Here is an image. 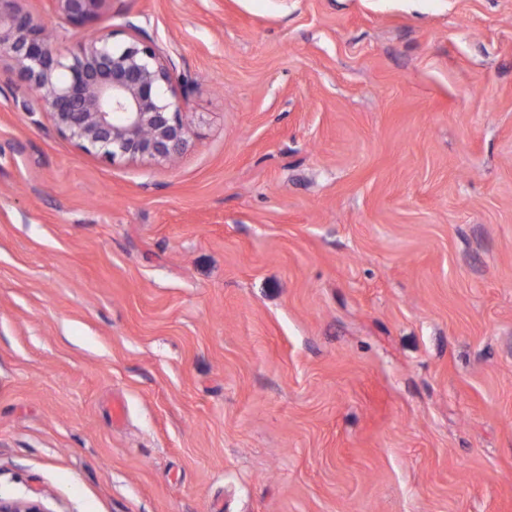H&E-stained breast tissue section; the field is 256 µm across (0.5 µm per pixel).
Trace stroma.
I'll list each match as a JSON object with an SVG mask.
<instances>
[{
	"label": "stroma",
	"mask_w": 512,
	"mask_h": 512,
	"mask_svg": "<svg viewBox=\"0 0 512 512\" xmlns=\"http://www.w3.org/2000/svg\"><path fill=\"white\" fill-rule=\"evenodd\" d=\"M107 8L191 133L86 154L0 61V496L512 512V0Z\"/></svg>",
	"instance_id": "stroma-1"
}]
</instances>
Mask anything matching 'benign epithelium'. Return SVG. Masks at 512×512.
<instances>
[{
	"instance_id": "7a95c632",
	"label": "benign epithelium",
	"mask_w": 512,
	"mask_h": 512,
	"mask_svg": "<svg viewBox=\"0 0 512 512\" xmlns=\"http://www.w3.org/2000/svg\"><path fill=\"white\" fill-rule=\"evenodd\" d=\"M56 17L73 26L91 19L102 27L61 55L23 0H0V57L12 61L57 133L83 152L109 162L173 159L185 145L184 84L173 64L136 26L117 30L107 0H50ZM0 512H48L39 500L3 499Z\"/></svg>"
}]
</instances>
